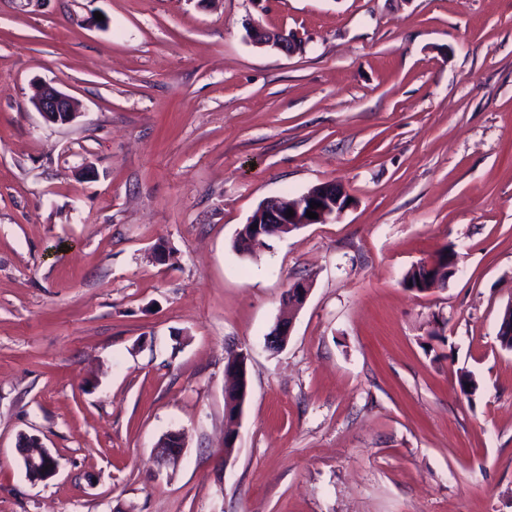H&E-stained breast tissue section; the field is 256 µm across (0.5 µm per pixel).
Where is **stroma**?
Here are the masks:
<instances>
[{
    "label": "stroma",
    "instance_id": "stroma-1",
    "mask_svg": "<svg viewBox=\"0 0 512 512\" xmlns=\"http://www.w3.org/2000/svg\"><path fill=\"white\" fill-rule=\"evenodd\" d=\"M325 182L342 215L234 249ZM511 303L512 0H0V512H512ZM294 36L292 33L286 31H269L258 26L250 27L248 36L250 40L258 47H271L284 53H291L296 49L297 43L294 38L287 36ZM32 104L38 112L55 123H71L79 114L75 112L72 97L50 85H42L36 90ZM182 451L181 434L171 431L156 445V458L162 463L175 461L180 457ZM17 450L23 459L26 476L30 481L43 482L56 474L58 464L38 436L23 434L19 438Z\"/></svg>",
    "mask_w": 512,
    "mask_h": 512
}]
</instances>
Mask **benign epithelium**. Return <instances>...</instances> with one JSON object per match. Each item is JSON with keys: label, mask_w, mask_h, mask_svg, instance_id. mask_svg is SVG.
<instances>
[{"label": "benign epithelium", "mask_w": 512, "mask_h": 512, "mask_svg": "<svg viewBox=\"0 0 512 512\" xmlns=\"http://www.w3.org/2000/svg\"><path fill=\"white\" fill-rule=\"evenodd\" d=\"M248 36L258 47H271L287 54L293 52L297 46L294 38L287 36L283 30L269 31L253 26L249 28ZM32 104L37 111L55 123L68 124L78 116L72 97L50 85H42L36 90ZM345 196L346 191L339 184L325 183L318 186V191H309L292 201L268 199L258 207L256 215L251 217V233L245 236L241 245L245 249H252L263 241L273 225L291 229L296 225L304 227L308 224H324L329 218L342 214L349 207L350 202H342ZM313 201L319 204V207L313 209V212L318 214L316 219L306 216ZM290 211L293 212L291 216L288 215ZM308 293L309 286L306 282L293 281L288 288V306L294 309L301 308L307 300ZM18 447L21 448L19 454L30 481L43 482L56 474L58 464L38 436L22 435ZM182 451L181 434L171 431L156 445V458L163 463L175 461Z\"/></svg>", "instance_id": "obj_1"}]
</instances>
